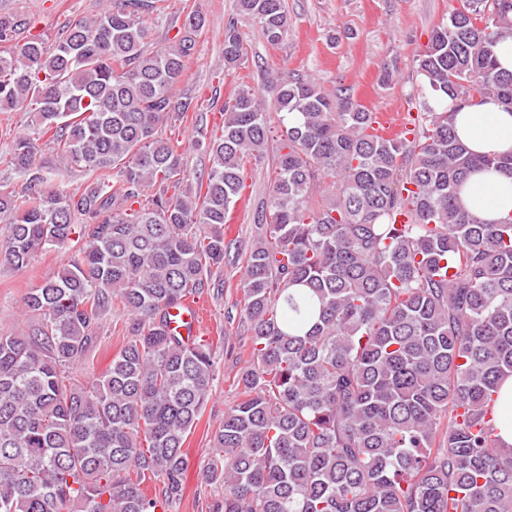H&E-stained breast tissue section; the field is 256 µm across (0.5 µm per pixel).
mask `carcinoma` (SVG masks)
I'll return each instance as SVG.
<instances>
[{
  "label": "carcinoma",
  "instance_id": "carcinoma-1",
  "mask_svg": "<svg viewBox=\"0 0 512 512\" xmlns=\"http://www.w3.org/2000/svg\"><path fill=\"white\" fill-rule=\"evenodd\" d=\"M107 2L52 48L23 13L0 14V112L34 114L0 160L25 176L0 192V263L20 270L84 240L27 292L28 328L0 329V512H171L181 499L217 362L170 310L224 294L225 226L275 127L261 94L234 91L209 171L190 179L165 131L199 110L178 85L204 18L150 48L154 2ZM236 11L230 67L244 62L238 17L271 43L288 33L284 0ZM506 39L512 0H463L432 29L411 141L374 132L347 87L268 79L280 143L235 303L241 400L198 473L222 490L209 512H512V448L494 427L512 376V215L483 222L459 197L474 171L512 176V156L477 157L454 129L464 106L512 109L495 55ZM46 135L53 174L36 163ZM73 170L86 177L76 193L62 188ZM114 308L128 341L83 382L72 369Z\"/></svg>",
  "mask_w": 512,
  "mask_h": 512
}]
</instances>
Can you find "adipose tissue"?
<instances>
[{"label": "adipose tissue", "mask_w": 512, "mask_h": 512, "mask_svg": "<svg viewBox=\"0 0 512 512\" xmlns=\"http://www.w3.org/2000/svg\"><path fill=\"white\" fill-rule=\"evenodd\" d=\"M455 133L475 154H512V112L493 100L463 107L455 116ZM465 208L487 222L512 213V177L495 171L475 173L460 191Z\"/></svg>", "instance_id": "obj_1"}]
</instances>
